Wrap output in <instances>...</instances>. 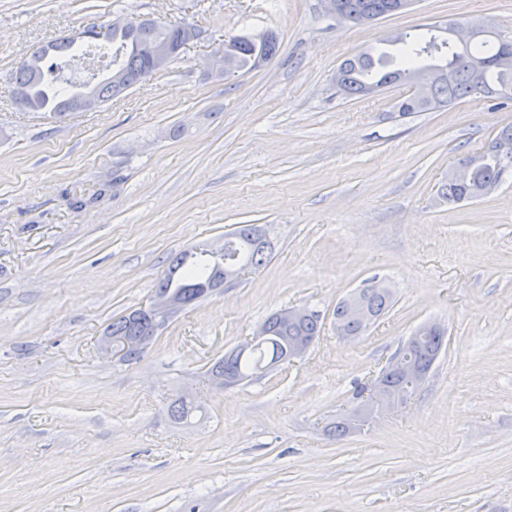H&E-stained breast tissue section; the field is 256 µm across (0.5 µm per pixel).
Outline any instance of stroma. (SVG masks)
<instances>
[{
    "label": "stroma",
    "mask_w": 512,
    "mask_h": 512,
    "mask_svg": "<svg viewBox=\"0 0 512 512\" xmlns=\"http://www.w3.org/2000/svg\"><path fill=\"white\" fill-rule=\"evenodd\" d=\"M152 17L194 27L170 67L55 120L12 75L39 45ZM449 20L512 36V0H415L363 25L320 0H0V512H512V173L483 198L437 195L512 106L467 98L403 116L406 86L349 97L348 57ZM275 33L226 78L204 60ZM267 229L273 253L182 308L126 362L108 325L149 304L181 252ZM395 303L355 342L333 309L366 280ZM304 306L307 353L231 388L206 372L272 312ZM448 345L396 413L337 440L422 323ZM190 395L189 423L168 405ZM230 48L232 49L230 53L234 67L238 71L246 67L253 68L260 61L273 58L279 50V42L277 36L272 32H268L258 39L243 35L230 39L228 43L224 42V47L217 49L210 56L208 62L206 60L204 62L209 71L218 78L226 77L224 67L225 70L233 68L229 54H225Z\"/></svg>",
    "instance_id": "obj_1"
}]
</instances>
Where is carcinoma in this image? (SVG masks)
<instances>
[{
    "instance_id": "1",
    "label": "carcinoma",
    "mask_w": 512,
    "mask_h": 512,
    "mask_svg": "<svg viewBox=\"0 0 512 512\" xmlns=\"http://www.w3.org/2000/svg\"><path fill=\"white\" fill-rule=\"evenodd\" d=\"M344 19L353 24H362L381 19L396 13L397 0H337ZM94 27L89 26L80 32L62 37L39 47L33 52L42 61L49 55L59 58V63L33 70L28 64H21L13 80L15 88L25 92L36 111H43L55 117L63 116L70 108V91L74 82L64 77L67 59L77 56L86 39L93 38ZM183 42V26L170 25L154 19H142L134 24L112 28L111 40L99 43L96 49L102 58H109L112 70L121 74V82L114 83L103 78L94 83V106L122 94L127 89L157 74V63L150 52L154 43H163L171 48L168 62L179 55L178 48ZM397 46V53L379 54L362 52L341 62L336 70V86L349 97L365 96L390 85L415 86L414 75L422 66L451 69L452 76L444 78L424 92L417 90L403 98L398 104V112L409 115L426 112L455 101L475 97L496 101L502 105L512 102V96H503V90L512 91V69L499 67V59L512 56V40L495 32L481 35L464 47H459L447 38L441 37V27L430 25L421 34L401 33L391 40ZM279 50L277 36L268 32L260 38L237 36L229 40V45L217 49L206 62L209 71L221 78L224 76V54L231 52L235 69L253 68L262 60L273 58ZM483 66V81L475 83L470 66L473 63ZM467 174L458 179L448 176L441 184L438 195L450 205L471 201L482 196L485 188L498 184L504 175V168L512 165V125L501 127L489 146L479 154L463 159ZM224 261L239 267H258L272 250L261 228L255 224L239 226L233 233L224 237ZM206 250L198 253L185 252L177 257L167 275L159 281L155 294L163 295L171 289L180 291L184 305L188 306L206 298L213 289L219 287L222 279L212 277L219 261L210 264L203 260ZM369 315L378 320L384 317L394 303L393 293L387 287L370 283L355 292ZM334 324L340 328V335L356 339L368 330L369 324L358 320L349 309L348 299L336 304L333 311ZM264 336L251 348L244 351L236 346L224 353L216 361L209 374L225 376L242 383L261 374L268 373L288 362L291 345L298 338L315 340L320 336L322 324L320 314L314 310L304 317L288 321L273 313L261 324ZM156 334V325L148 314L134 310L112 321L108 335L125 339L131 348L125 360L133 361L140 357V341ZM447 346V331L431 332L419 344L407 348L405 355L412 364H420L424 369H432L433 358L441 355ZM195 407L191 400L181 395L169 404V414L177 422L188 420Z\"/></svg>"
}]
</instances>
